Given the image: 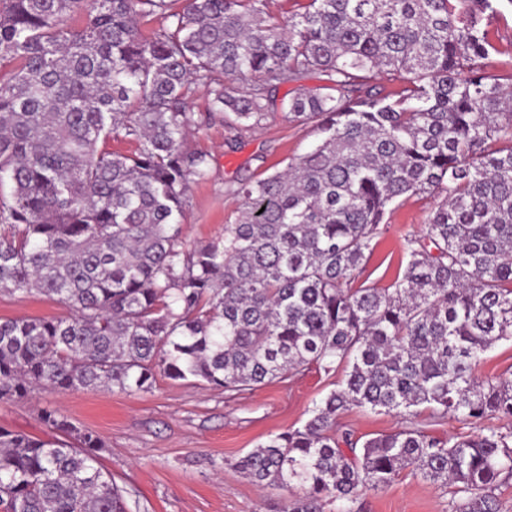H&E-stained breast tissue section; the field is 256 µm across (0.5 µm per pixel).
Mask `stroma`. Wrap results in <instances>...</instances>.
Here are the masks:
<instances>
[{
  "mask_svg": "<svg viewBox=\"0 0 512 512\" xmlns=\"http://www.w3.org/2000/svg\"><path fill=\"white\" fill-rule=\"evenodd\" d=\"M221 120L195 127L190 149L208 154L207 180L188 193L183 238L197 244L214 240L239 215L241 201L230 185L255 180L286 167L290 158L310 151L318 137L312 126L268 121L228 145ZM437 202L430 195L406 199L387 220V231L360 277L382 287L395 277L405 237L420 233ZM68 306L34 292L0 290V320L67 318ZM342 373L305 374L261 386L236 398L193 379L158 376L147 392L117 389L63 395L34 391L25 400L0 402V428L37 438L50 437L40 419L45 407L58 409L81 430L103 443L100 462L118 486L136 501L138 512H282L289 490L260 488L234 467L235 462L269 436L302 426L308 412L342 380ZM339 424L355 436L389 434L402 419L351 409ZM451 488L402 472L389 486L365 491L362 512H452Z\"/></svg>",
  "mask_w": 512,
  "mask_h": 512,
  "instance_id": "stroma-1",
  "label": "stroma"
}]
</instances>
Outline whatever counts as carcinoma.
<instances>
[{
	"mask_svg": "<svg viewBox=\"0 0 512 512\" xmlns=\"http://www.w3.org/2000/svg\"><path fill=\"white\" fill-rule=\"evenodd\" d=\"M293 2L0 0V289L74 310L0 320V401L147 392L159 373L233 398L341 368L302 426L235 468L297 489L285 512H359L360 492L406 469L454 487V512H501L512 433L440 438L411 422L512 421V371L476 375L512 340V72L484 69L487 26L512 0ZM314 74L323 90L277 97ZM278 114L316 124L318 144L237 183L235 223L187 244V192L210 174L190 130ZM424 194L440 201L404 238L403 270L356 285L387 215ZM352 407L406 425L355 438L338 429ZM41 420L79 446L0 428V512H130L99 438L50 407Z\"/></svg>",
	"mask_w": 512,
	"mask_h": 512,
	"instance_id": "obj_1",
	"label": "carcinoma"
}]
</instances>
